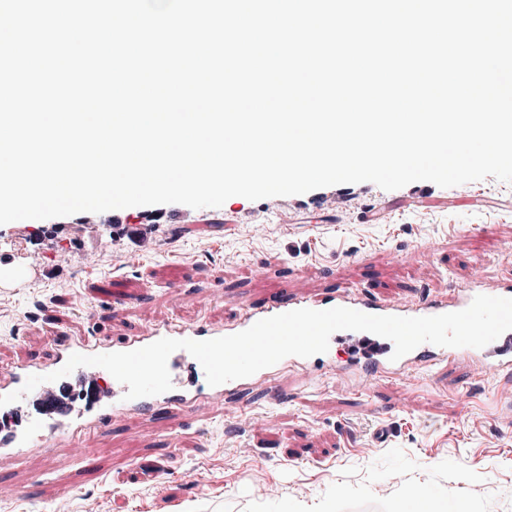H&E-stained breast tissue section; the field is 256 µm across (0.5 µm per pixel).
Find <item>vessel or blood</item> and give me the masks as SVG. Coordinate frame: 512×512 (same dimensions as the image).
Instances as JSON below:
<instances>
[{"mask_svg": "<svg viewBox=\"0 0 512 512\" xmlns=\"http://www.w3.org/2000/svg\"><path fill=\"white\" fill-rule=\"evenodd\" d=\"M490 295L512 298V279H500L493 284H476L470 288H456L445 298L423 297L415 306L403 308L397 305H385L378 302L370 292L351 291L336 288L323 292L318 298L294 295L281 291L270 296L259 305H248L234 321L226 323L224 328L216 329L203 324L184 326L165 322L142 329L116 343L101 344L79 339L61 351L54 362L42 365L36 362H24L17 365L9 377L0 380V396L19 390L28 376L52 373L60 369L70 357L78 353L95 355L110 352L131 351L149 345L162 338L206 340L239 333L248 329L256 321L273 315L296 309L326 310L334 307H347L373 315H392L405 317L432 316L457 312L470 305L478 295ZM295 357L284 358L273 366L264 368L252 376L233 380L204 390H190L181 384H174L172 390L150 397L125 400L126 385L118 382L107 370L97 366L77 368V375L86 377L90 387H99L107 383L112 404L98 411H84L75 408L67 397V379L55 382L45 381L30 394L38 405V413L29 417L22 430H10L0 435V456L13 454L16 449L28 447L40 439H52L63 432H70L72 438L102 428L110 407L134 409L140 412L152 411L156 406L173 405L185 411L194 410L200 403L211 398L220 399L224 395H242L255 384H263L269 394L278 391L279 374L282 369L295 364ZM481 367L487 375L512 373V344L490 343L477 349L471 347L448 348L425 343L398 360L390 358H372L358 368L359 374L366 378L400 377L418 368H448L460 364Z\"/></svg>", "mask_w": 512, "mask_h": 512, "instance_id": "obj_1", "label": "vessel or blood"}]
</instances>
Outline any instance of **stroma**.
I'll list each match as a JSON object with an SVG mask.
<instances>
[{
	"label": "stroma",
	"instance_id": "35a3bbf8",
	"mask_svg": "<svg viewBox=\"0 0 512 512\" xmlns=\"http://www.w3.org/2000/svg\"><path fill=\"white\" fill-rule=\"evenodd\" d=\"M35 275L0 288V373L173 321L214 328L281 289L343 286L412 305L512 275V183L370 182L221 207L137 206L0 225V262ZM186 412L115 411L82 450L66 436L0 462V512H394L392 472L445 512H512V376L467 366L343 382L290 370ZM373 448L364 456V448ZM266 484L278 493L264 497Z\"/></svg>",
	"mask_w": 512,
	"mask_h": 512
}]
</instances>
